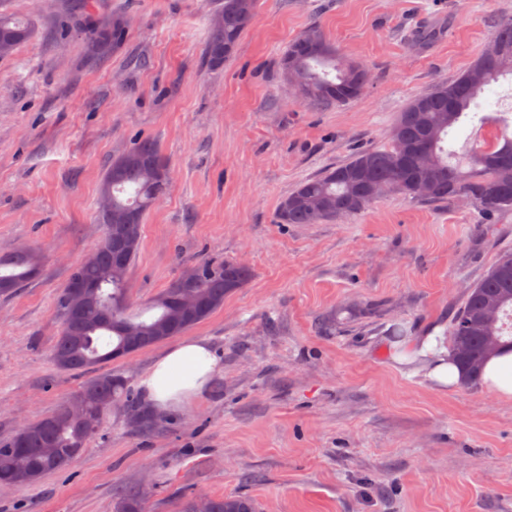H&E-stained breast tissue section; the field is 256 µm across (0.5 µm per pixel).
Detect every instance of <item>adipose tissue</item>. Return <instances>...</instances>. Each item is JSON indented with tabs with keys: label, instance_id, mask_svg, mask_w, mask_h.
Wrapping results in <instances>:
<instances>
[{
	"label": "adipose tissue",
	"instance_id": "obj_1",
	"mask_svg": "<svg viewBox=\"0 0 512 512\" xmlns=\"http://www.w3.org/2000/svg\"><path fill=\"white\" fill-rule=\"evenodd\" d=\"M394 359L438 388L455 387L461 378L447 346L434 336L395 353ZM222 371L207 340L184 338L153 360L142 373L139 387L150 410L166 413L200 399Z\"/></svg>",
	"mask_w": 512,
	"mask_h": 512
}]
</instances>
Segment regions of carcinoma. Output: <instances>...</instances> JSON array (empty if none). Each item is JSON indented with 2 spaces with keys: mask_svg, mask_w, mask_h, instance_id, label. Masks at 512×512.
<instances>
[{
  "mask_svg": "<svg viewBox=\"0 0 512 512\" xmlns=\"http://www.w3.org/2000/svg\"><path fill=\"white\" fill-rule=\"evenodd\" d=\"M255 0H224L212 20L207 42L208 62L218 66L237 47L241 34L252 24ZM32 22L0 13V56L11 54L34 34ZM125 36L122 21H112V33L93 30L88 46L96 54L107 41L118 45ZM491 44L507 48L493 54L485 48L472 66L455 81L440 83L411 99L400 112L383 148H370L347 162L301 182L282 198L275 218L279 224H317L354 214L380 198L399 195L424 202L468 199L486 219L512 211V138L491 133L469 156L456 162L443 146L471 103L497 82L512 75V19L497 27ZM282 70L300 98L325 106L346 104L362 96L369 81L359 63L339 57L336 47L316 27L304 31L288 45ZM169 172L157 144L140 141L112 161L101 194L112 202V214H98L103 236L92 263L74 265L58 297L61 328L53 347L56 365L74 373H90L73 399L97 417L89 428L63 405L41 420L22 425L0 442V480L18 486L37 483L45 475L67 467L83 453L108 414L105 402L123 403L135 418L134 427L149 430L154 421L139 413L133 385L101 366L180 336L205 321L224 304V297L251 278L242 264L205 260L195 264L156 296V313L140 319L127 313V272L134 262L145 214L164 194L158 177ZM426 183L430 191L419 195L414 186ZM118 224L127 250L118 254L106 241ZM40 251L27 246L0 254V295L8 296L36 278ZM196 299L188 310L182 299ZM512 253L502 254L488 273L468 289L453 317V353L467 383L479 381L484 363L493 354L512 350ZM211 512H255L252 501L241 497L210 499Z\"/></svg>",
  "mask_w": 512,
  "mask_h": 512,
  "instance_id": "carcinoma-1",
  "label": "carcinoma"
}]
</instances>
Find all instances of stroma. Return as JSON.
<instances>
[{"label":"stroma","instance_id":"obj_1","mask_svg":"<svg viewBox=\"0 0 512 512\" xmlns=\"http://www.w3.org/2000/svg\"><path fill=\"white\" fill-rule=\"evenodd\" d=\"M36 21L0 57V254L26 245L40 276L0 295V440L70 400L83 375L52 358L57 298L103 235V177L141 139L171 184L146 214L128 272L139 311L205 259L251 280L194 327L224 367L208 394L135 432L126 408L84 452L0 512H143L242 496L258 512H512V401L484 386L431 389L392 361L396 337L441 331L499 253L512 211L483 222L461 200L401 196L320 224H279L302 181L388 144L408 101L467 70L512 18V0H256L235 54L207 64L223 0H0ZM125 21L92 57L90 28ZM319 27L370 81L342 106L302 101L281 73L289 43ZM512 77L480 94L455 155L502 125Z\"/></svg>","mask_w":512,"mask_h":512}]
</instances>
